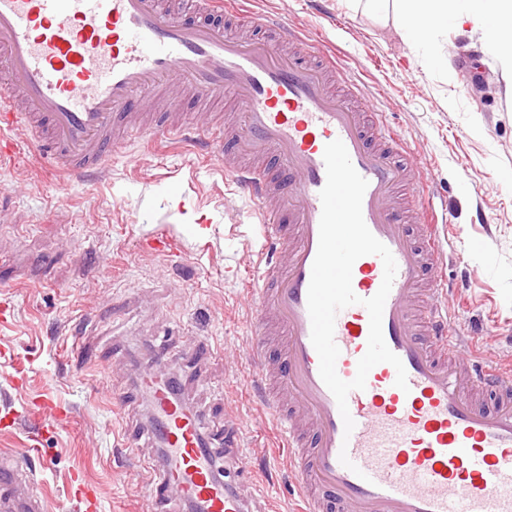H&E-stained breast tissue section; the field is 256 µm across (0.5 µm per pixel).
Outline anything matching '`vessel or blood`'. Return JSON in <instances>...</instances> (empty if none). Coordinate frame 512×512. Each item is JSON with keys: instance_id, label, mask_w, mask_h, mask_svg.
I'll return each mask as SVG.
<instances>
[{"instance_id": "1", "label": "vessel or blood", "mask_w": 512, "mask_h": 512, "mask_svg": "<svg viewBox=\"0 0 512 512\" xmlns=\"http://www.w3.org/2000/svg\"><path fill=\"white\" fill-rule=\"evenodd\" d=\"M187 2L175 11L162 0H0V156L14 152L11 133L22 126L52 169L98 174L113 151L143 138L134 111L143 97L169 98L171 79L202 104L231 102L241 114L224 125L163 122L154 132L223 154L224 177L256 223V336L245 360L293 466L300 512H512V373L487 356L460 359L470 342L441 301L448 240L432 199L414 189L406 139L355 81L334 88L340 71L323 39L236 8V0ZM229 10L267 37L229 33L214 20ZM337 139L368 182L364 221L397 263L383 334L408 381L400 389L392 365L374 366L365 389L348 395L349 433L319 373L307 306L324 150ZM383 272L379 256L358 258L354 293L373 296ZM368 335L364 306L338 313L341 379L355 377ZM165 361V351L153 352L136 380L149 406L140 433L159 447L148 479L153 498L166 512H251L255 496L225 481L219 464L252 469L237 441L239 418H225L216 446L205 414L163 372ZM67 422L48 399L22 412L0 403V426L27 427L35 443ZM33 483L20 454L1 450L0 512H53ZM70 502L73 512H100L84 486Z\"/></svg>"}]
</instances>
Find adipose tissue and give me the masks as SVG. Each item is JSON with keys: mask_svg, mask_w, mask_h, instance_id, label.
<instances>
[{"mask_svg": "<svg viewBox=\"0 0 512 512\" xmlns=\"http://www.w3.org/2000/svg\"><path fill=\"white\" fill-rule=\"evenodd\" d=\"M376 17L393 16L396 28L410 41H417L416 24L431 35L465 30L483 43L498 47L501 73L512 88V0H355Z\"/></svg>", "mask_w": 512, "mask_h": 512, "instance_id": "ef3b65f1", "label": "adipose tissue"}]
</instances>
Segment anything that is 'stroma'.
Instances as JSON below:
<instances>
[{
  "instance_id": "1",
  "label": "stroma",
  "mask_w": 512,
  "mask_h": 512,
  "mask_svg": "<svg viewBox=\"0 0 512 512\" xmlns=\"http://www.w3.org/2000/svg\"><path fill=\"white\" fill-rule=\"evenodd\" d=\"M290 24L330 39L337 62L373 97L417 152L416 165L442 204L451 241L446 273L466 283L453 301L461 333L478 331L482 348L512 367V96L498 55L477 38L439 34L447 70L427 67L425 47L404 40L350 0H250ZM19 150L0 166V297L14 315L0 323V398L14 407L50 397L72 409L70 424L42 440L49 470L37 492L64 498L75 473L97 486L104 512H155L144 463L156 448L123 435L146 409L135 389L145 357L162 348L167 369L192 406L240 416L244 452L270 466L271 504L286 512L295 482L277 455L276 431L244 383L252 344L246 293L257 242L247 208L224 179L220 157L186 145L119 148L103 174L56 177L16 130ZM159 230L178 239L185 270L146 250ZM88 347L76 352L77 334ZM27 381L25 394L12 382ZM130 394L124 417L112 395Z\"/></svg>"
}]
</instances>
